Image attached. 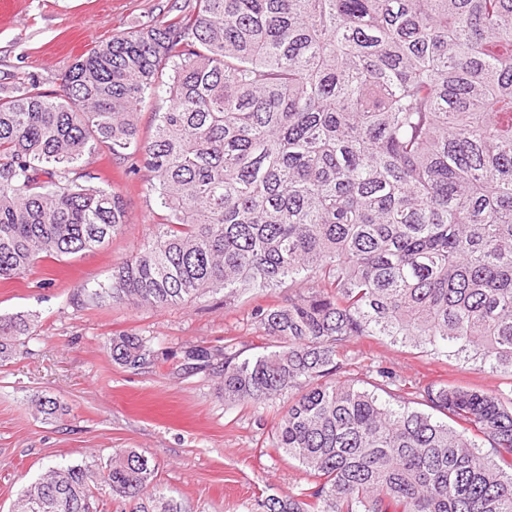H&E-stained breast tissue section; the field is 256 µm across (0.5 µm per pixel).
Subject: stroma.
<instances>
[{
    "instance_id": "35a3bbf8",
    "label": "stroma",
    "mask_w": 512,
    "mask_h": 512,
    "mask_svg": "<svg viewBox=\"0 0 512 512\" xmlns=\"http://www.w3.org/2000/svg\"><path fill=\"white\" fill-rule=\"evenodd\" d=\"M0 13V72L43 76L47 92L74 59L114 33L157 12L158 0H10ZM124 200L127 224L104 248L46 259L23 279L0 285V314L33 311L38 334L26 354L0 361V512H11L18 488L53 463L106 460L132 448L158 468L161 487L181 498L187 512H259L269 495L297 496L309 486L302 468L272 446L285 412L282 400L262 408L228 406L215 368L224 349L251 356L271 342L259 328L257 308L283 301L287 289L231 301L207 295L166 308L73 305L77 288L106 281L112 266L156 230L142 191L143 177L110 154L91 165ZM118 333L147 340L153 361L139 370L115 364L105 342ZM208 349L212 367L191 369L185 353ZM352 378L381 366L406 380L479 386L512 396V378L479 362L402 347L383 336L353 338L345 347ZM35 396L62 400L67 412L47 422L35 417Z\"/></svg>"
}]
</instances>
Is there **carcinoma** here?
Returning a JSON list of instances; mask_svg holds the SVG:
<instances>
[{"instance_id": "cac0c4a2", "label": "carcinoma", "mask_w": 512, "mask_h": 512, "mask_svg": "<svg viewBox=\"0 0 512 512\" xmlns=\"http://www.w3.org/2000/svg\"><path fill=\"white\" fill-rule=\"evenodd\" d=\"M158 9L78 56L56 96L35 72L0 76V282L121 233L122 197L85 164L105 149L147 172L161 222L74 305L307 288L257 309L274 344L224 354L220 373L227 405L287 400L273 447L310 487L262 512H512V400L380 366L358 384L345 353L385 336L512 377V0ZM160 93L143 141L136 115ZM37 328L0 315V361ZM107 346L123 367L150 363L140 336ZM105 487L129 512H186L132 448L47 467L12 512H98Z\"/></svg>"}]
</instances>
